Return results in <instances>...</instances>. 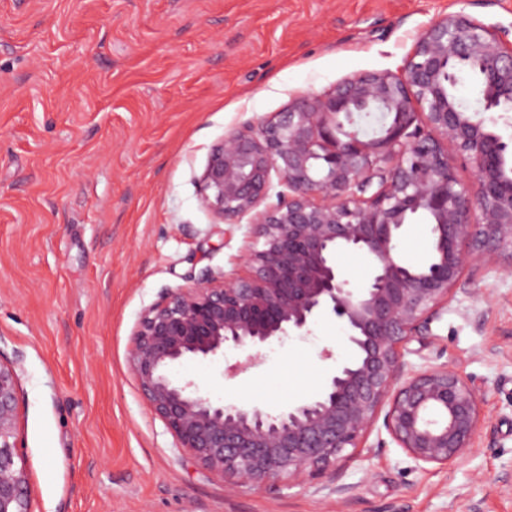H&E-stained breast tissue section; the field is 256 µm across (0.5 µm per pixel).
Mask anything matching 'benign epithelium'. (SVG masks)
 <instances>
[{
    "instance_id": "obj_1",
    "label": "benign epithelium",
    "mask_w": 512,
    "mask_h": 512,
    "mask_svg": "<svg viewBox=\"0 0 512 512\" xmlns=\"http://www.w3.org/2000/svg\"><path fill=\"white\" fill-rule=\"evenodd\" d=\"M504 35L448 14L420 34L400 74L369 71L323 94L300 93L212 147L201 204L226 224L253 214L245 274L163 295L133 330L129 365L176 447L225 486L325 477L322 489L342 501L351 486L339 482L337 463L380 419L418 463L447 466L472 448L481 421L475 387L447 364L410 368L403 349L475 272L512 253V175L504 172L512 136L496 130L494 117L512 112V41ZM469 71L482 95L475 111L450 90ZM450 146L473 168V185L458 179ZM273 174L288 200L262 209ZM420 218L433 251L412 267L400 242ZM340 253L371 260L370 277L351 284ZM328 315L347 331L353 356L339 361L323 350L335 360L329 379L286 409L214 399L173 374L228 347L247 353L229 367L235 373ZM19 393L17 362L0 355V512H31L18 465Z\"/></svg>"
}]
</instances>
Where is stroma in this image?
Returning <instances> with one entry per match:
<instances>
[{"mask_svg":"<svg viewBox=\"0 0 512 512\" xmlns=\"http://www.w3.org/2000/svg\"><path fill=\"white\" fill-rule=\"evenodd\" d=\"M463 12L512 31V0H0V352L20 378L17 443L32 512H512V256L478 273L414 368L453 367L481 426L453 466L416 463L376 425L320 480L226 490L174 445L129 367L131 334L169 290L239 268L251 216L200 202L211 147L366 71L400 72L417 36ZM351 350L311 336L179 368L212 396L270 411L317 391Z\"/></svg>","mask_w":512,"mask_h":512,"instance_id":"35a3bbf8","label":"stroma"}]
</instances>
